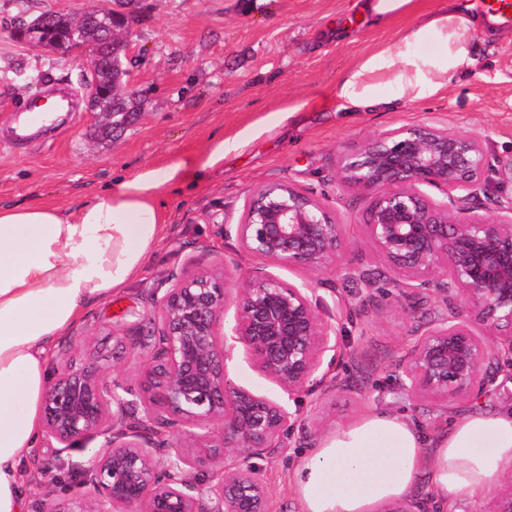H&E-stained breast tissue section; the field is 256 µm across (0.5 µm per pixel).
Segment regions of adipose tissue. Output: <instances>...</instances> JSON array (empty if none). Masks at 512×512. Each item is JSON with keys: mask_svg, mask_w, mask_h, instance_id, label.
Wrapping results in <instances>:
<instances>
[{"mask_svg": "<svg viewBox=\"0 0 512 512\" xmlns=\"http://www.w3.org/2000/svg\"><path fill=\"white\" fill-rule=\"evenodd\" d=\"M380 28L413 21L360 61L337 91L346 110L420 99L444 89L469 60L478 19L462 0L419 11L416 0H364ZM224 142L188 161L141 166L74 208L0 206V512H24L23 457L43 441L42 405L52 348L96 303L143 271L161 240L160 194L201 178ZM512 473V407L479 405L432 438L406 416L367 413L310 448L294 482L301 512H379L427 479L443 506L473 505Z\"/></svg>", "mask_w": 512, "mask_h": 512, "instance_id": "ef3b65f1", "label": "adipose tissue"}]
</instances>
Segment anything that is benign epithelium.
<instances>
[{
	"instance_id": "1",
	"label": "benign epithelium",
	"mask_w": 512,
	"mask_h": 512,
	"mask_svg": "<svg viewBox=\"0 0 512 512\" xmlns=\"http://www.w3.org/2000/svg\"><path fill=\"white\" fill-rule=\"evenodd\" d=\"M112 39L130 52L132 17L105 6ZM89 106L101 94L97 58L79 50ZM481 139L432 126H403L344 153L337 179L374 195L364 222L374 251L399 295L441 301L448 315L418 327L395 361L398 385L415 399L487 396L502 352L512 355V205L489 218L467 205L485 188ZM448 195L441 204L422 188ZM246 254L313 273L336 268L345 225L318 199L288 183L248 196L241 223L217 225ZM314 289L257 268L234 276L191 268L154 291L150 356L136 386L116 370L133 343L113 330L61 350L42 408L48 470L65 452L98 443L71 479L77 492L50 498L42 512H270L269 489L254 463L281 447L296 400L337 352V332L319 314ZM235 307L234 344H226L224 310ZM495 338L477 335L472 323ZM240 345L251 366L282 392L275 400L234 385L227 360ZM236 448L241 461L209 454ZM170 456L168 462L159 455ZM207 469L201 484L187 473ZM386 512H440L429 495Z\"/></svg>"
}]
</instances>
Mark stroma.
<instances>
[{
  "label": "stroma",
  "mask_w": 512,
  "mask_h": 512,
  "mask_svg": "<svg viewBox=\"0 0 512 512\" xmlns=\"http://www.w3.org/2000/svg\"><path fill=\"white\" fill-rule=\"evenodd\" d=\"M363 0H120L133 16L127 67L138 110L130 121L102 134L100 117L80 110L51 140L8 149L14 112L26 91L48 76L83 88L84 70L71 54L17 39L18 22L52 10L80 17L102 0H0V205L30 200L76 207L139 166L203 153L215 133L251 136L244 150L224 157L202 181L160 196L164 240L143 273L112 300L92 307L67 336L77 341L113 329L137 347L120 365L135 383L149 353L155 289L168 287L187 264L228 266L245 275L259 259L235 239L217 235L220 224L242 220L257 188L290 182L333 209L346 226L347 245L336 269L314 274L271 266V273L313 289L321 317L336 328L339 353L326 378H314L290 410L303 425L290 430L284 448L260 462L271 512H299L294 472L308 448L369 411L408 415L432 434L472 406L452 399L433 405L411 398L394 380V362L422 316L445 314L441 302L426 310L399 298L391 275L371 248L363 226L371 199L343 191L336 169L343 153L364 140L406 125H429L480 138L487 150L491 191L475 206L496 214L512 199V27L476 30L471 62L448 87L390 107L341 110L336 89L349 69L387 45L408 18L373 29L361 20ZM295 107L280 128L265 115ZM43 450L26 454L32 477L26 512L66 493L68 472L83 455H63L52 471L41 468Z\"/></svg>",
  "instance_id": "1"
}]
</instances>
